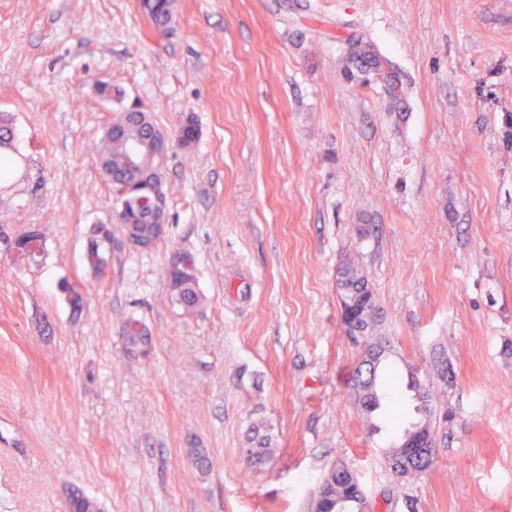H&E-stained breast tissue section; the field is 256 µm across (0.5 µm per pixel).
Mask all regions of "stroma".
Instances as JSON below:
<instances>
[{
	"mask_svg": "<svg viewBox=\"0 0 512 512\" xmlns=\"http://www.w3.org/2000/svg\"><path fill=\"white\" fill-rule=\"evenodd\" d=\"M175 6L161 34L142 0H0V113L42 181L0 186V231L43 236L22 263L0 243V512L75 493L100 512H311L342 462L371 512H512V0ZM367 44L403 100L350 64ZM132 107L199 131L163 159L147 250L96 153ZM178 251L204 298L190 314L164 276ZM347 254L380 309L382 393L410 422L411 373L433 394L439 454L415 479L386 462L400 429L380 415L370 434L357 407Z\"/></svg>",
	"mask_w": 512,
	"mask_h": 512,
	"instance_id": "stroma-1",
	"label": "stroma"
}]
</instances>
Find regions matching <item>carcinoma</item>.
<instances>
[{"label": "carcinoma", "instance_id": "cac0c4a2", "mask_svg": "<svg viewBox=\"0 0 512 512\" xmlns=\"http://www.w3.org/2000/svg\"><path fill=\"white\" fill-rule=\"evenodd\" d=\"M147 11L157 31L168 29L175 15V0H144ZM351 63H361L372 67L384 75L386 86L391 94L402 96V85L389 71L390 61L370 49L358 51L350 58ZM161 129L154 122L150 113L123 111L113 118L112 124L105 128L101 145L98 149V164L106 180L112 186V196L116 203V220L123 226L125 237L134 239L143 249L154 245L160 237L155 223L150 220V211L139 204L136 187L143 182L162 179L161 161L167 148L161 146L166 139ZM170 145H175L185 153L193 150L198 139V130L193 119L181 121L171 137ZM15 129L13 118L7 113H0V182L15 178L21 167L20 152L14 147ZM17 245L23 258L35 256L41 249L42 235L28 228L17 236L10 238L0 233V241ZM165 277L174 298L184 312L195 311L203 298L197 289L195 262L188 256V262H170L165 270ZM338 288H340L341 308L352 314L350 323L354 335L358 336L363 350L373 353L379 349L371 334L377 322L378 306L375 294L369 286L368 279L358 262L351 258L341 260L338 268ZM358 402L365 415V422L371 431L379 430L374 424L375 412L382 405L377 379L366 384H357ZM420 419L404 429L403 437L421 430L432 431L429 404H417ZM336 471H331L322 481L330 488V495L339 504L345 505L344 512H359L358 507L366 502L364 490L360 484L347 480L331 481ZM70 512H98L97 505L88 497L74 494L69 498Z\"/></svg>", "mask_w": 512, "mask_h": 512}]
</instances>
